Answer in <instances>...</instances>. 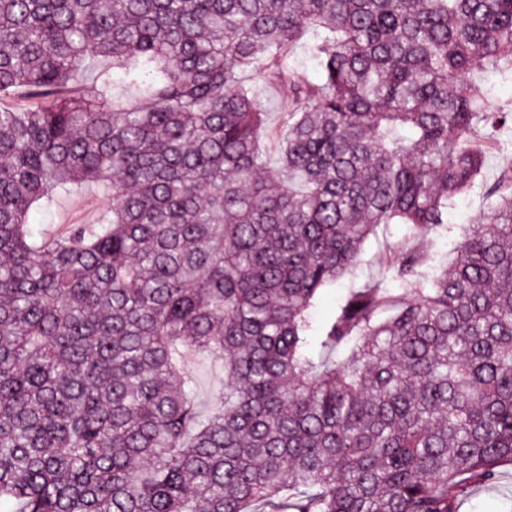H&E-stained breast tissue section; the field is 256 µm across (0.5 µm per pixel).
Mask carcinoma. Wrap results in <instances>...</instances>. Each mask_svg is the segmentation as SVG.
I'll list each match as a JSON object with an SVG mask.
<instances>
[{
    "mask_svg": "<svg viewBox=\"0 0 512 512\" xmlns=\"http://www.w3.org/2000/svg\"><path fill=\"white\" fill-rule=\"evenodd\" d=\"M483 68L512 83V0H0V512H459L496 484L511 172L432 264L475 132L512 123ZM248 70L288 87L278 122ZM86 190L93 223L32 221ZM313 37V33H308L291 54V63L299 76L310 81H316L319 78L315 62L307 52V45L313 40ZM389 236V234L385 235V231L380 229L376 236L370 237L364 244L363 259L365 261V273L375 268L378 257L385 250L386 246L394 240V238ZM345 292L346 288H334L324 294L314 314V318L318 323L327 321L334 316ZM194 371L198 379L196 402L201 410H207L213 394L224 388V371L219 364L210 361L196 363Z\"/></svg>",
    "mask_w": 512,
    "mask_h": 512,
    "instance_id": "obj_1",
    "label": "carcinoma"
}]
</instances>
